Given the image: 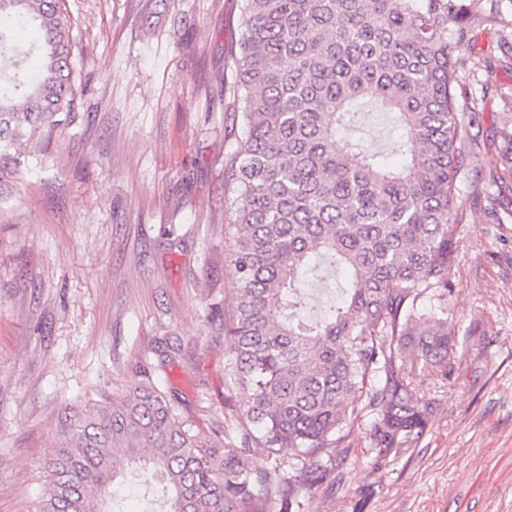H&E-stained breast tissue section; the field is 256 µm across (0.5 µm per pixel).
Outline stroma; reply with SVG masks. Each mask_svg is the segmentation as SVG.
<instances>
[{"mask_svg":"<svg viewBox=\"0 0 512 512\" xmlns=\"http://www.w3.org/2000/svg\"><path fill=\"white\" fill-rule=\"evenodd\" d=\"M76 112L41 148L0 160V512H35L45 462L76 418L146 371L181 420L239 447L224 317L236 272L224 157L240 127L224 81L239 0H64ZM512 0H479L449 35L473 151L458 184L453 369L418 367L433 407L420 438L379 462L366 427L305 512H512V172L498 129L512 93L501 48ZM178 346L159 356L158 338ZM151 474L117 478L114 512H148Z\"/></svg>","mask_w":512,"mask_h":512,"instance_id":"35a3bbf8","label":"stroma"}]
</instances>
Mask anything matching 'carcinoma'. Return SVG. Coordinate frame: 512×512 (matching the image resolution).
I'll list each match as a JSON object with an SVG mask.
<instances>
[{
  "instance_id": "cac0c4a2",
  "label": "carcinoma",
  "mask_w": 512,
  "mask_h": 512,
  "mask_svg": "<svg viewBox=\"0 0 512 512\" xmlns=\"http://www.w3.org/2000/svg\"><path fill=\"white\" fill-rule=\"evenodd\" d=\"M231 52L239 148L224 157L236 296L224 320L227 388L244 447L180 420L147 373L94 403L45 464L36 512H107L129 470L163 484V512H303L314 474L345 459L371 416L383 461L419 439L431 415L410 374L448 378V292L462 214L464 86L448 21L466 34L464 0H241ZM34 25L22 45L10 24ZM73 21L59 0H0V153L41 145L77 109ZM396 115L397 165L340 132ZM500 156L512 170V113ZM344 275L343 300L305 313L303 275ZM436 302L424 310L425 299ZM288 454L277 481L247 450Z\"/></svg>"
}]
</instances>
